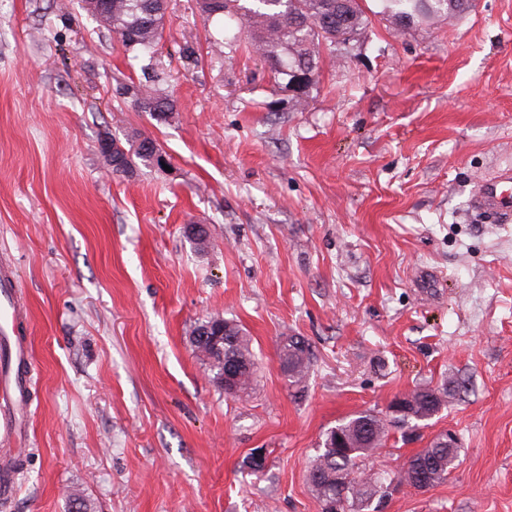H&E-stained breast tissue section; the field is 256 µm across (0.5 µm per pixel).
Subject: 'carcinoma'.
Wrapping results in <instances>:
<instances>
[{"instance_id":"carcinoma-1","label":"carcinoma","mask_w":512,"mask_h":512,"mask_svg":"<svg viewBox=\"0 0 512 512\" xmlns=\"http://www.w3.org/2000/svg\"><path fill=\"white\" fill-rule=\"evenodd\" d=\"M78 0L101 32L116 37L124 51L137 60L152 56L164 39L167 0H112V12L97 15ZM373 15L396 25L399 18L411 16L415 23L450 21L463 13L469 0H376ZM200 12L208 18H224L223 43L228 53L240 50L259 55L268 63L275 82L288 92V107L304 109L319 83L323 57L345 60L353 45L336 40V27L344 25L359 35L371 19L361 0H198ZM143 80L125 88L143 112L166 118L177 111V101L165 88L163 73L148 63L141 66ZM109 147L128 174L138 165L160 167L158 156L165 154L154 140L143 137L126 147L110 139ZM212 338L199 357L224 385V357L233 354L241 364L238 395H246L259 371L251 338L233 320L210 318ZM282 368L289 386L303 388L313 360L310 344L299 336H286L279 347ZM410 411L365 409L329 428L323 435L318 454L308 471V483L316 504L328 499L344 503V512H363L373 503H382L394 480H405L423 490L448 479L456 467L459 448L448 447L447 432L435 434L410 457L396 475L357 476L355 472L373 450L385 445L391 430L411 437L448 404V383L439 387L419 385L408 392Z\"/></svg>"}]
</instances>
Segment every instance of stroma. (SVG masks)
Masks as SVG:
<instances>
[{"mask_svg":"<svg viewBox=\"0 0 512 512\" xmlns=\"http://www.w3.org/2000/svg\"><path fill=\"white\" fill-rule=\"evenodd\" d=\"M222 25L168 0L164 121L118 95L139 67L70 0H0V258L32 350L0 512H68L72 493L95 512H317L323 433L448 378L420 442L453 432L458 466L384 512H512V223L472 204L512 164V0L401 32L373 20L301 112L225 56ZM107 135L151 137L169 169L110 174ZM217 314L259 359L241 398L190 344ZM291 335L313 352L299 394L279 370ZM420 442L392 431L364 472L397 473Z\"/></svg>","mask_w":512,"mask_h":512,"instance_id":"35a3bbf8","label":"stroma"}]
</instances>
